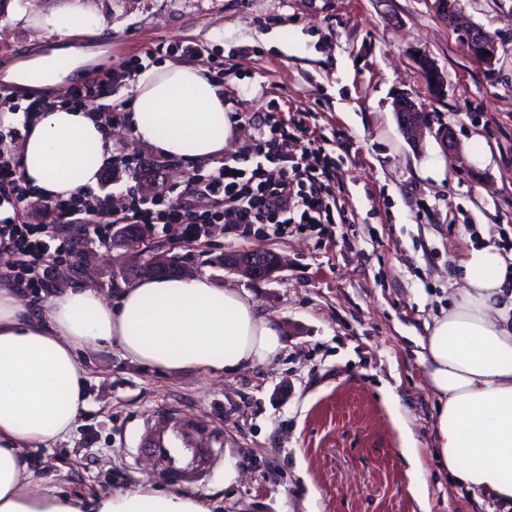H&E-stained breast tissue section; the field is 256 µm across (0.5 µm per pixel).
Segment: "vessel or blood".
<instances>
[{
	"mask_svg": "<svg viewBox=\"0 0 512 512\" xmlns=\"http://www.w3.org/2000/svg\"><path fill=\"white\" fill-rule=\"evenodd\" d=\"M138 446L156 455L169 479L183 483L204 481L217 451L198 435L195 425L168 415L152 417Z\"/></svg>",
	"mask_w": 512,
	"mask_h": 512,
	"instance_id": "b4317fda",
	"label": "vessel or blood"
}]
</instances>
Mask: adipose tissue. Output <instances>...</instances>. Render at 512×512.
<instances>
[{
    "instance_id": "obj_1",
    "label": "adipose tissue",
    "mask_w": 512,
    "mask_h": 512,
    "mask_svg": "<svg viewBox=\"0 0 512 512\" xmlns=\"http://www.w3.org/2000/svg\"><path fill=\"white\" fill-rule=\"evenodd\" d=\"M58 48L18 61L15 82L62 86L89 55L74 46L104 17L70 0L44 10L13 7ZM132 135L191 162L224 154L233 126L224 94L204 69L167 61L139 74ZM111 142L87 112L67 106L36 114L20 148V173L49 198L95 185ZM463 286L447 312L426 323L422 361L437 400L434 455L454 485L512 512V252L470 248ZM118 344L130 362L172 372L219 375L265 363L283 347L275 324L248 295L207 278H146L111 300L68 288L42 309L0 287V512H211L203 497L140 485L107 496L62 494L34 477L29 452L64 438L85 405L80 349Z\"/></svg>"
}]
</instances>
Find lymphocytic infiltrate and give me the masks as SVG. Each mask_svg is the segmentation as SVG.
I'll return each mask as SVG.
<instances>
[{
    "instance_id": "1",
    "label": "lymphocytic infiltrate",
    "mask_w": 512,
    "mask_h": 512,
    "mask_svg": "<svg viewBox=\"0 0 512 512\" xmlns=\"http://www.w3.org/2000/svg\"><path fill=\"white\" fill-rule=\"evenodd\" d=\"M14 130L0 131V196L13 205L17 221L0 225V277L14 279L31 293H42L47 270L61 257L45 239L53 226L92 225L100 243H108L113 225L178 224L186 241L198 242L210 233L211 224H267L273 236L287 233L290 224H326L330 221L331 194L327 179L329 163L314 166L318 148L303 147L286 124L267 117L258 135L244 151L256 157L254 167L224 160L205 178L188 179L184 191L200 198L216 197L221 212L196 213L163 195H131L121 216H113L91 189H82L69 199H48L30 186L19 172L12 141Z\"/></svg>"
}]
</instances>
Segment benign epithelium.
<instances>
[{
  "mask_svg": "<svg viewBox=\"0 0 512 512\" xmlns=\"http://www.w3.org/2000/svg\"><path fill=\"white\" fill-rule=\"evenodd\" d=\"M430 2L437 16L456 32L468 53L487 73H494L499 62L498 43L483 27L464 19L461 0H430ZM414 62L424 75L431 96L441 98L447 95L446 77L434 59L422 53L414 57ZM393 111L398 117L400 130L408 142L413 147H418L420 135L428 122V116L423 112L422 105L412 96L405 94L393 101ZM164 264L170 266L177 275L185 273V267L175 260L152 258L140 259L135 273L153 276L157 268ZM224 268L253 282L266 281L280 271L281 259L275 252L268 249L255 248L227 252L224 254Z\"/></svg>",
  "mask_w": 512,
  "mask_h": 512,
  "instance_id": "1",
  "label": "benign epithelium"
}]
</instances>
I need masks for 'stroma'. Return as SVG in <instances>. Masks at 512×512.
<instances>
[{
  "label": "stroma",
  "instance_id": "35a3bbf8",
  "mask_svg": "<svg viewBox=\"0 0 512 512\" xmlns=\"http://www.w3.org/2000/svg\"><path fill=\"white\" fill-rule=\"evenodd\" d=\"M110 23L93 37L101 55L72 85L6 81L19 59L44 51V31L12 22L0 8V100L67 101L74 85L96 83L102 103L129 96L114 85L147 51L166 60L221 64L224 104L237 118L224 154L239 156L267 114L301 124L335 168L331 201L344 223L294 227L280 238L258 226L216 224L188 244L170 225L147 229L143 256L179 257L193 276L248 294L277 326L283 349L233 373H172L124 359L119 348L81 350L87 407L51 449L35 452L37 474L70 495L139 485L208 493L218 512H490L480 493L451 488L428 453L436 402L418 339L461 288L460 262L484 236L512 250V0H462L465 14L499 45L495 74L469 55L429 0H93ZM196 43L203 56L183 53ZM164 52H156L157 44ZM433 58L448 94L432 100L413 60ZM410 93L431 114L421 147L403 136L392 103ZM448 126L450 156L436 136ZM110 157L94 188L122 209L129 191L151 189L190 209L182 189L209 163L163 155L136 141L127 119L104 122ZM50 247H65L51 291L91 286L109 298L135 284L121 276L134 257L99 244L75 224H57ZM266 248L285 257L276 278L253 283L226 270L225 252ZM191 420L220 448L213 475L170 481L136 449L150 415ZM404 418L426 472L407 489L408 463L393 414ZM94 444H87V437Z\"/></svg>",
  "mask_w": 512,
  "mask_h": 512
}]
</instances>
